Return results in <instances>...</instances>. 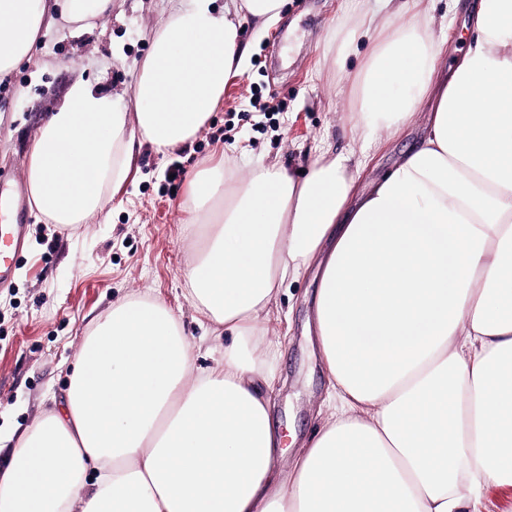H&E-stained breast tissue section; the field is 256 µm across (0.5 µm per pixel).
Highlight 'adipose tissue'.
I'll return each instance as SVG.
<instances>
[{
	"instance_id": "ef3b65f1",
	"label": "adipose tissue",
	"mask_w": 512,
	"mask_h": 512,
	"mask_svg": "<svg viewBox=\"0 0 512 512\" xmlns=\"http://www.w3.org/2000/svg\"><path fill=\"white\" fill-rule=\"evenodd\" d=\"M43 0H0V75L28 57ZM424 0L405 25L363 18L374 46L352 128L380 143L437 105L422 144L364 193L343 156L190 181L186 295L230 337L195 363L179 318L130 297L84 340L68 389L12 450L0 512H482L512 489V0H481L477 38L447 84ZM187 0L152 35L134 112L78 83L26 168L48 223L82 224L125 183L133 145L193 138L241 72L237 13L262 27L284 0ZM321 272L314 332L330 412L284 458L267 396L266 325L288 277ZM255 355L244 358L240 343ZM483 511L512 512V489H487L483 494Z\"/></svg>"
}]
</instances>
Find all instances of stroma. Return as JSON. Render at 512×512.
Masks as SVG:
<instances>
[{"instance_id": "1", "label": "stroma", "mask_w": 512, "mask_h": 512, "mask_svg": "<svg viewBox=\"0 0 512 512\" xmlns=\"http://www.w3.org/2000/svg\"><path fill=\"white\" fill-rule=\"evenodd\" d=\"M478 2L457 0L452 10L448 0H434L435 18L448 20L439 81H446L475 40ZM44 5L30 60L0 77V182L25 179L35 136L75 82L134 112L132 87L151 34L177 7L175 0H119L114 14L77 30L63 19L57 0ZM372 12L400 22L383 0H286L279 24L264 34L252 18L240 16L246 63L229 77L222 102L195 137L163 156L149 144L135 145L127 181L87 223L63 228L29 210L25 248L11 281L0 286V474L19 440L62 396L69 364L116 301L148 296L163 302L179 317L197 366L211 365L223 352V340L204 332L184 291L183 271L194 253L185 231L190 177L222 157L242 175L272 161L304 170L321 150L359 153L361 141L351 131V78L370 44L360 41L350 53L345 45ZM434 104L427 98L401 135L373 150L357 192L420 145ZM175 163L184 173L172 182L168 171ZM318 286L314 267L286 281L279 317L270 323L281 341L270 391L274 420L291 451L318 430L329 387L307 330Z\"/></svg>"}]
</instances>
